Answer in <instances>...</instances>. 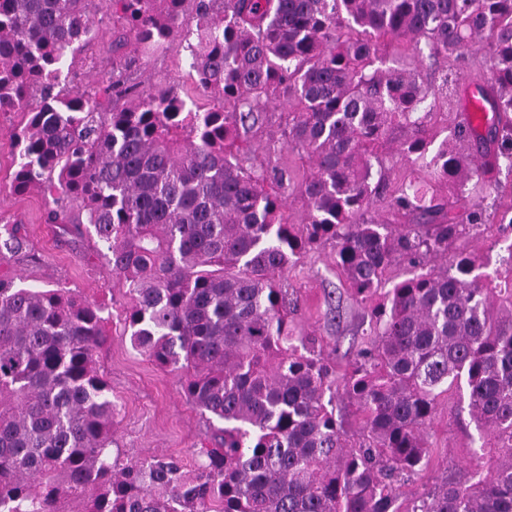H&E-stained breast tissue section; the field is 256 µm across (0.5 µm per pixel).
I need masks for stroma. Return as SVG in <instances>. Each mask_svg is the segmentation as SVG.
<instances>
[{"instance_id":"obj_1","label":"stroma","mask_w":512,"mask_h":512,"mask_svg":"<svg viewBox=\"0 0 512 512\" xmlns=\"http://www.w3.org/2000/svg\"><path fill=\"white\" fill-rule=\"evenodd\" d=\"M132 80L142 85H172L191 93L203 108L213 105L209 96L195 90L181 52L146 58ZM24 120L21 113L0 112V225L24 224L28 237L25 251L0 256V273L20 276L34 287L68 288L105 304L110 336L99 354V364L118 409L117 448L129 459L172 455L183 459L187 468H194V450L204 440L208 423L183 396L180 372L155 365L131 347L123 324L128 302L125 290L97 253L94 241L64 242L55 225L44 221L47 204L40 193L18 195L10 189L17 154L13 134ZM287 278L289 287L301 298L300 328L322 337L331 361L346 362L363 341L367 314L336 270L329 249L310 253L289 270ZM332 300L340 306L339 316L329 312ZM431 431L435 448L430 466L421 480L405 485V493L420 491L423 484L445 476L460 480L467 474V445L473 431L467 413L454 417L440 411Z\"/></svg>"}]
</instances>
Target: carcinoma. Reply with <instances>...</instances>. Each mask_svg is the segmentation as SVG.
<instances>
[{"label": "carcinoma", "instance_id": "1", "mask_svg": "<svg viewBox=\"0 0 512 512\" xmlns=\"http://www.w3.org/2000/svg\"><path fill=\"white\" fill-rule=\"evenodd\" d=\"M102 2L110 27L94 0H0V112L27 116L11 189L106 248L132 348L183 373L210 433L191 471L113 452L104 306L0 276V512H512V203L490 192L512 171V0H193L189 29L186 0ZM107 34L96 86L71 84ZM404 40L441 68L438 145V97L397 61ZM181 49L219 106L130 81ZM280 94L287 139L258 157ZM396 129L397 153L444 191L391 179ZM293 195L303 224L285 215ZM379 202L390 221L369 215ZM481 227L506 244L505 271L454 248ZM22 229L3 225L7 250L27 247ZM324 243L370 310L343 369L298 330L285 279ZM453 396L474 426L468 477L404 507Z\"/></svg>", "mask_w": 512, "mask_h": 512}]
</instances>
